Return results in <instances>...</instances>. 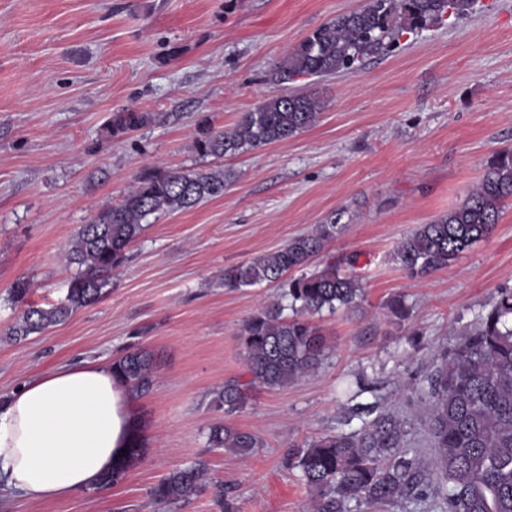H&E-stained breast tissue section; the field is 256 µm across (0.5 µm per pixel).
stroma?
Returning a JSON list of instances; mask_svg holds the SVG:
<instances>
[{"label": "stroma", "mask_w": 512, "mask_h": 512, "mask_svg": "<svg viewBox=\"0 0 512 512\" xmlns=\"http://www.w3.org/2000/svg\"><path fill=\"white\" fill-rule=\"evenodd\" d=\"M366 0H0V397L30 376L146 350L151 392L135 395L144 454L104 491L30 502L0 490V512H221L211 491L186 504L154 500L175 468L206 461L237 512H308L290 457L347 430L376 405L402 424L406 456L433 466L428 378L440 354L512 289V205L493 233L448 268L413 278L397 242L462 203L489 158L512 146V0H477L464 17L404 35L356 73L302 79L324 104L319 121L234 157H200L203 125L233 127L282 87L287 51ZM153 113L110 137L113 113ZM220 168L223 196L152 216L106 295L26 341L4 336L25 306L62 300L77 271L66 251L99 209L119 203L147 167ZM322 260L354 258L356 306L317 316L325 356L311 374L257 392L243 411L213 404L245 378V319L281 300L260 283L221 284L229 266L274 252L329 216ZM29 282L11 303L17 281ZM400 297L407 316L389 303ZM256 433L248 455L209 448L217 423Z\"/></svg>", "instance_id": "1"}]
</instances>
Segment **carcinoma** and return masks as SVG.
Instances as JSON below:
<instances>
[{"mask_svg": "<svg viewBox=\"0 0 512 512\" xmlns=\"http://www.w3.org/2000/svg\"><path fill=\"white\" fill-rule=\"evenodd\" d=\"M474 0H369L361 10L336 16L291 48L271 74L278 84L298 78L352 74L364 60L398 46L403 33L439 22L447 14L463 17ZM322 102L306 92L273 95L243 114L232 129L205 126L195 140L203 157L234 156L286 140L312 127ZM153 115L126 109L112 113L114 137L133 132ZM224 194V171H166L149 167L116 206L100 209L78 231L66 256L78 272L63 301L28 306L7 331L18 343L65 322L79 308L107 293L129 246L144 232L150 215L188 210ZM512 198V149L496 153L482 180L459 206L400 239L395 258L412 276L447 267L473 244L488 238L504 202ZM336 217L316 225L285 246L246 265L224 269L223 285L237 290L258 282L285 280V298L244 320L239 337L247 351L246 382L228 381L213 400L231 415L243 409L255 388L284 387L321 365L326 343L313 317L324 310L349 308L361 296L359 281L327 262L310 274L288 273L311 264L335 237ZM287 308L293 315L283 314ZM134 393L153 387L154 357L129 352L112 363ZM431 432L438 457L429 472L413 466L402 452L403 430L375 407L354 412L361 426L313 439L299 450L295 467L311 492V512H351L350 504L375 508L397 498L436 495L444 512H512V289L500 291L496 304L477 326L444 352L428 392ZM210 447L246 454L262 447L256 434L217 424L210 428ZM141 449L132 448L95 489L121 482ZM206 463L197 461L169 473L153 489L165 504L188 503L206 489Z\"/></svg>", "mask_w": 512, "mask_h": 512, "instance_id": "obj_1", "label": "carcinoma"}]
</instances>
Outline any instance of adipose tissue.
<instances>
[{"label": "adipose tissue", "instance_id": "ef3b65f1", "mask_svg": "<svg viewBox=\"0 0 512 512\" xmlns=\"http://www.w3.org/2000/svg\"><path fill=\"white\" fill-rule=\"evenodd\" d=\"M133 395L111 364L60 366L0 402V485L31 501L93 487L140 443Z\"/></svg>", "mask_w": 512, "mask_h": 512}]
</instances>
